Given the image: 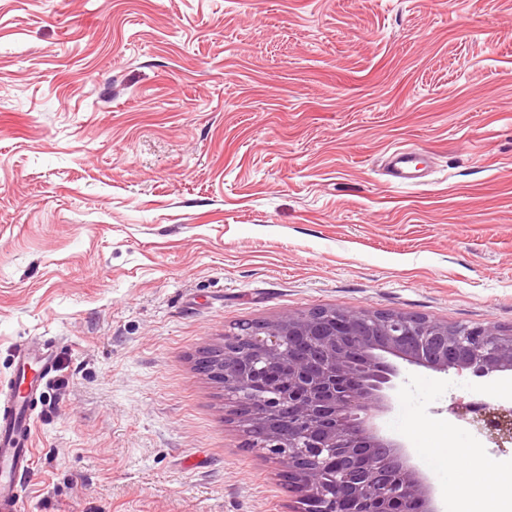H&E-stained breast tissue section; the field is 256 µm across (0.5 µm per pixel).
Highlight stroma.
<instances>
[{"instance_id": "obj_1", "label": "stroma", "mask_w": 512, "mask_h": 512, "mask_svg": "<svg viewBox=\"0 0 512 512\" xmlns=\"http://www.w3.org/2000/svg\"><path fill=\"white\" fill-rule=\"evenodd\" d=\"M428 155L424 181L386 174ZM512 330V0H0V410L20 512H290L201 351L315 308ZM376 422L512 488V376L409 373ZM415 162V158L407 153L395 154L390 161L392 175L399 179L401 184L415 183ZM20 382L16 384V398L23 399L17 402L13 399L12 410H4L3 429L0 425V510L3 512H18L23 481L30 469V448H19L22 433L30 418V404L26 402L33 398V388L19 389ZM25 410L20 419L21 410Z\"/></svg>"}]
</instances>
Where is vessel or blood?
I'll list each match as a JSON object with an SVG mask.
<instances>
[{"label": "vessel or blood", "mask_w": 512, "mask_h": 512, "mask_svg": "<svg viewBox=\"0 0 512 512\" xmlns=\"http://www.w3.org/2000/svg\"><path fill=\"white\" fill-rule=\"evenodd\" d=\"M392 174L400 183H413L415 159L399 153L390 161ZM17 400L11 411L0 416V512H18L23 481L30 469V449L21 447L20 440L27 425L21 418L22 410L28 409L33 397L32 388L18 389Z\"/></svg>", "instance_id": "vessel-or-blood-1"}]
</instances>
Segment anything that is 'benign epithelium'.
<instances>
[{
    "label": "benign epithelium",
    "instance_id": "benign-epithelium-1",
    "mask_svg": "<svg viewBox=\"0 0 512 512\" xmlns=\"http://www.w3.org/2000/svg\"><path fill=\"white\" fill-rule=\"evenodd\" d=\"M202 374L224 386L250 448L288 468L294 512H441L406 445L375 418L400 363L475 377L512 373V333L421 315L316 308L224 333Z\"/></svg>",
    "mask_w": 512,
    "mask_h": 512
}]
</instances>
